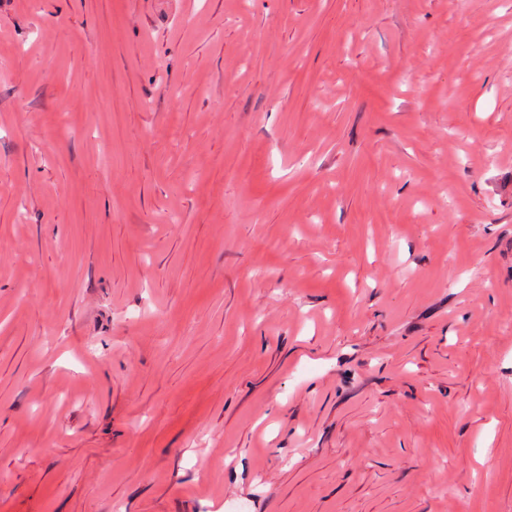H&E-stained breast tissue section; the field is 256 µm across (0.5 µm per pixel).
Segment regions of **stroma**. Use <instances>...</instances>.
<instances>
[{
	"label": "stroma",
	"instance_id": "1",
	"mask_svg": "<svg viewBox=\"0 0 512 512\" xmlns=\"http://www.w3.org/2000/svg\"><path fill=\"white\" fill-rule=\"evenodd\" d=\"M506 43L0 0V512H512Z\"/></svg>",
	"mask_w": 512,
	"mask_h": 512
}]
</instances>
